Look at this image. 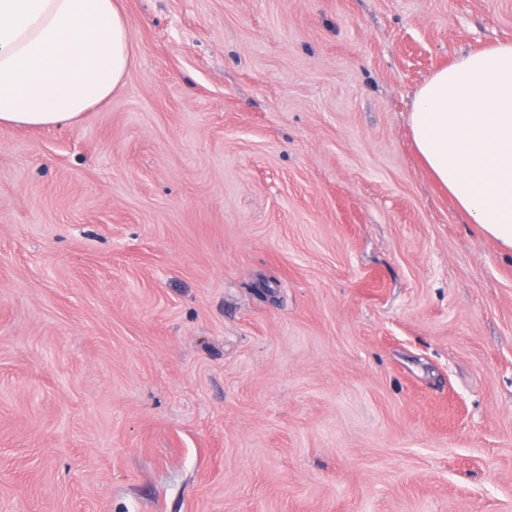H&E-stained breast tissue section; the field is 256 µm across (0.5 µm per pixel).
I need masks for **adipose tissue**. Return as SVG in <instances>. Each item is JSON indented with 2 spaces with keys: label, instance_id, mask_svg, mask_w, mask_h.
<instances>
[{
  "label": "adipose tissue",
  "instance_id": "ef3b65f1",
  "mask_svg": "<svg viewBox=\"0 0 512 512\" xmlns=\"http://www.w3.org/2000/svg\"><path fill=\"white\" fill-rule=\"evenodd\" d=\"M133 57L117 0H0V125L77 122L111 97ZM409 126L458 209L512 254V42L437 70Z\"/></svg>",
  "mask_w": 512,
  "mask_h": 512
}]
</instances>
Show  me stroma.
Returning <instances> with one entry per match:
<instances>
[{
    "label": "stroma",
    "instance_id": "obj_1",
    "mask_svg": "<svg viewBox=\"0 0 512 512\" xmlns=\"http://www.w3.org/2000/svg\"><path fill=\"white\" fill-rule=\"evenodd\" d=\"M0 126V512H512V255L408 115L512 0H119Z\"/></svg>",
    "mask_w": 512,
    "mask_h": 512
}]
</instances>
